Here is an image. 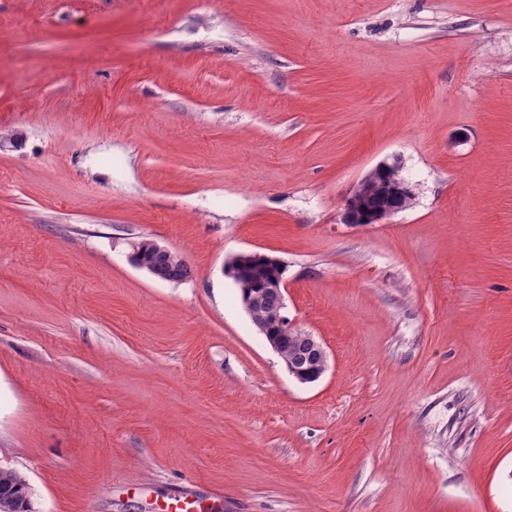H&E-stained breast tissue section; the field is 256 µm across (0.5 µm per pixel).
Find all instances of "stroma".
<instances>
[{
  "label": "stroma",
  "mask_w": 512,
  "mask_h": 512,
  "mask_svg": "<svg viewBox=\"0 0 512 512\" xmlns=\"http://www.w3.org/2000/svg\"><path fill=\"white\" fill-rule=\"evenodd\" d=\"M383 163L413 207L346 223ZM0 467L34 512H512V0H0ZM390 164H381L368 176H366L356 187L352 195L346 200L344 219L349 224H375L385 217L393 214L391 210L387 209H363L360 207V199L365 192L366 183L368 180L379 179L380 174L385 171V166ZM359 213H364L359 215ZM367 213V215H365ZM149 245L156 251L157 255L170 254L171 251L157 242L149 241ZM138 259L145 263L156 262V270L160 272L167 279L184 280L190 276V268L176 252H173L166 257H158L157 260L153 253L141 251ZM286 292L287 288L284 280L282 282H278L275 286L263 288L258 292L243 291L241 289V302L249 313L252 308L264 305L266 299L274 297L275 302L273 306L268 308L269 310L267 311V314L268 317L275 319V322L277 323L276 327L281 329L280 336H287L293 328L284 315ZM283 342L284 348L282 349V352L287 357L297 358L299 353L303 351L299 341H296L295 335L292 333L291 335H288V339H284ZM306 345L305 368L298 367L292 361L286 362L288 372L300 383H313L318 381L328 366V355L323 344L310 334H303Z\"/></svg>",
  "instance_id": "35a3bbf8"
}]
</instances>
